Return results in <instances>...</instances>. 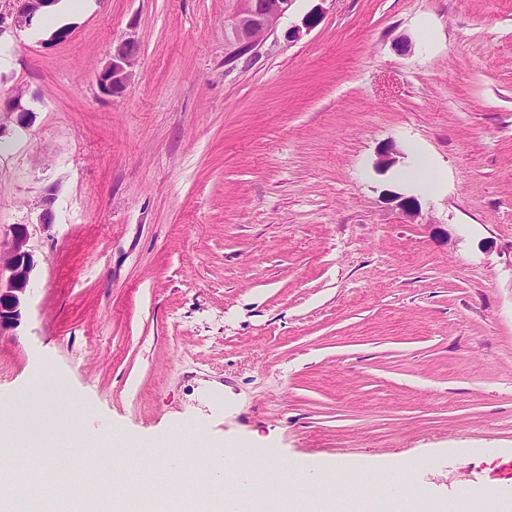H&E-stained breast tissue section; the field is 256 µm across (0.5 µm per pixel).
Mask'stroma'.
Instances as JSON below:
<instances>
[{"mask_svg":"<svg viewBox=\"0 0 512 512\" xmlns=\"http://www.w3.org/2000/svg\"><path fill=\"white\" fill-rule=\"evenodd\" d=\"M238 8L94 0L0 34V98L35 113L0 112V246L27 226L35 260L0 416L49 367L31 435L78 423L96 467L199 426L201 453L339 467L366 512L512 500V0H328L235 60ZM422 159L438 187L405 180ZM319 1L302 19L300 23H294L288 27L285 36L288 41L295 42L301 40L311 30L320 24L325 14L326 8L323 6L328 0H312ZM137 55V44L133 38L120 41L112 47V59L98 74L100 90L107 94L123 91L130 83L132 65Z\"/></svg>","mask_w":512,"mask_h":512,"instance_id":"stroma-1","label":"stroma"}]
</instances>
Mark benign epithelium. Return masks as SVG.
Wrapping results in <instances>:
<instances>
[{
  "instance_id": "benign-epithelium-1",
  "label": "benign epithelium",
  "mask_w": 512,
  "mask_h": 512,
  "mask_svg": "<svg viewBox=\"0 0 512 512\" xmlns=\"http://www.w3.org/2000/svg\"><path fill=\"white\" fill-rule=\"evenodd\" d=\"M14 8L7 13L0 11V35L8 29H23L33 25L44 8L56 0H13ZM294 0H267L259 5L258 0H240V7L231 26L232 57L253 54L271 35L275 34L280 22L289 15ZM319 0L299 23L288 27L289 41L302 39L320 24L325 14L324 3ZM137 55V44L132 38L120 41L112 47V59L98 74L100 90L110 95L118 93L130 83L132 65ZM23 94L0 99V112L16 114V123L21 127L29 125L33 110L22 104ZM404 152L389 144L378 152L376 168L389 170L400 162ZM29 232L25 226L13 228L11 242L5 249L0 248V330L18 323L27 300V292L35 267L33 254L28 247Z\"/></svg>"
}]
</instances>
